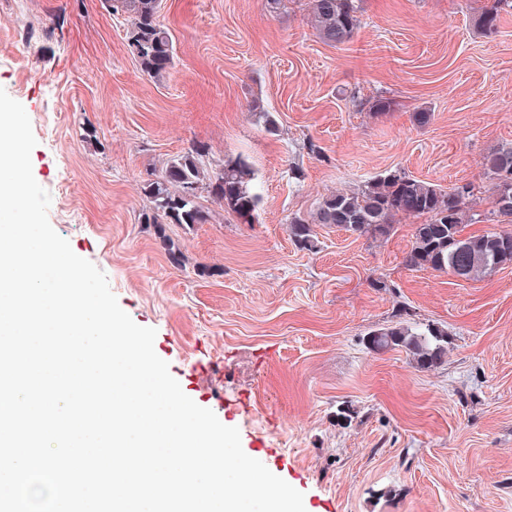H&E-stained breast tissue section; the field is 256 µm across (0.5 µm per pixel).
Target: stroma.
I'll return each instance as SVG.
<instances>
[{"label": "stroma", "instance_id": "stroma-1", "mask_svg": "<svg viewBox=\"0 0 512 512\" xmlns=\"http://www.w3.org/2000/svg\"><path fill=\"white\" fill-rule=\"evenodd\" d=\"M490 2L356 0L353 39L331 46L308 0H161L175 59L158 82L111 0H0V88L30 118L52 227L156 329L187 396L250 457L266 461L260 441L284 457L271 471L306 512H512V266L478 280L407 269L408 220L377 240L321 226L311 251L288 232L393 168L479 185L489 210L484 156L512 145V14L484 35ZM381 97L394 109L377 117ZM194 144L213 169L253 166V223L206 195L207 223H143L144 181ZM403 307L447 329L436 368L368 348Z\"/></svg>", "mask_w": 512, "mask_h": 512}]
</instances>
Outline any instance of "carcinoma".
<instances>
[{"label": "carcinoma", "instance_id": "cac0c4a2", "mask_svg": "<svg viewBox=\"0 0 512 512\" xmlns=\"http://www.w3.org/2000/svg\"><path fill=\"white\" fill-rule=\"evenodd\" d=\"M131 13L129 42L143 72L160 80L174 64L172 35L160 21V0H113L112 11ZM512 0H492L479 17L482 31L498 32L502 12ZM310 23L320 38L333 46L350 41L359 27L354 0H310ZM205 150L193 145L168 160L160 174L146 180L143 194L151 207L142 214L145 224H203L208 212L199 202L208 192L215 203L246 223H252L261 195L251 183L255 172L242 157L212 171L204 164ZM485 174L492 181V197L512 200V146H498L485 156ZM475 186L466 183L448 191L398 169L386 170L356 190L336 191L324 197L307 215L289 223V236L301 250L315 248L318 226L336 227L359 236L384 238L401 219H418L411 249L404 264L411 270L451 273L476 280L512 264V210L497 206L484 220L505 224L506 230L463 234L477 220ZM376 351L402 350L415 366L428 370L438 366L448 349V331L436 324L423 327L407 321L375 330L368 338Z\"/></svg>", "mask_w": 512, "mask_h": 512}]
</instances>
